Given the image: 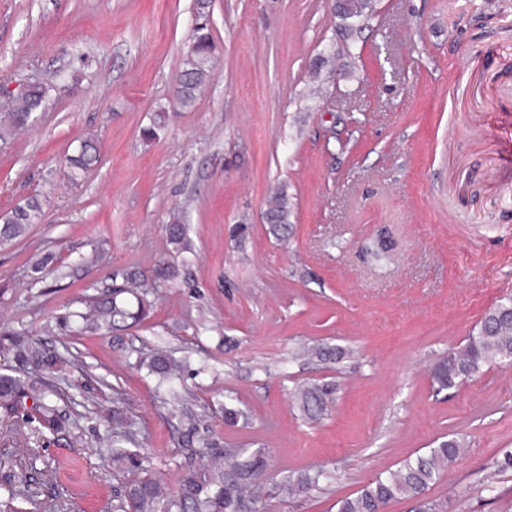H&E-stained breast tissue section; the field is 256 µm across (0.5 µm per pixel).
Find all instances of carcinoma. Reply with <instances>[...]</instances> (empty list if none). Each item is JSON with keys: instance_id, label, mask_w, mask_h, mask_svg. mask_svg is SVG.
Masks as SVG:
<instances>
[{"instance_id": "carcinoma-1", "label": "carcinoma", "mask_w": 512, "mask_h": 512, "mask_svg": "<svg viewBox=\"0 0 512 512\" xmlns=\"http://www.w3.org/2000/svg\"><path fill=\"white\" fill-rule=\"evenodd\" d=\"M370 0H349L344 6L343 18L368 17ZM214 45L210 33L198 28L185 67L179 75L178 97L182 103L195 101L211 78ZM46 89L35 84L15 96L11 107L0 113V139L32 125L34 114L40 111ZM100 152L94 138L80 142L77 154L68 157V177L78 182L97 165ZM42 205L32 197L0 215V244L22 236L41 216ZM289 199L287 187H277L268 199L266 219L273 233H288ZM168 237L174 248L188 252L191 245L186 227L178 215L168 224ZM179 275L177 266L161 262L152 272V281H174ZM124 284L112 288V297L90 302L88 313L75 312L83 327L92 331L122 330L141 322L147 315L149 303L144 294L136 292L144 277L135 270L123 274ZM0 347L12 355V364L0 370V423L10 426L12 434L0 440L12 448H24L32 458L38 452L28 439H20L22 427L33 422L52 433H81L79 418L65 410L72 397L58 379L65 365L70 363L59 351L17 332L0 330ZM503 360H512V296L505 297L487 312L476 333L467 342L448 352L433 369V380L441 389H450L472 376L483 366ZM139 365L155 375L159 384L176 393L181 379L182 362L167 351L154 348L139 358ZM327 390L308 387L302 390L305 414L316 419L326 407ZM112 420V439L107 441V454L112 467L129 476L122 492L113 504V512H265L266 493L260 476L266 471L264 451L248 448H207L208 463L199 468L188 462L181 468L176 493H168L154 475L151 458L140 449L130 447L133 434L128 430L130 417L127 403L120 393L112 400V415L95 416L100 424ZM463 442L457 437L445 436L423 455L407 459L395 469L380 474L367 482L353 497L337 501V512H384L386 506L399 499L415 502V512H437V505L425 492L436 484L445 471L462 455ZM53 470L49 465L34 469L27 475L14 472V461L0 458V497L5 506L15 509L22 500L29 512H65L66 505L46 509L29 492V483L50 481ZM332 479L324 469L305 471L288 480V490L309 493Z\"/></svg>"}]
</instances>
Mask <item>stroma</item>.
Masks as SVG:
<instances>
[{"label": "stroma", "instance_id": "1", "mask_svg": "<svg viewBox=\"0 0 512 512\" xmlns=\"http://www.w3.org/2000/svg\"><path fill=\"white\" fill-rule=\"evenodd\" d=\"M365 21L334 0H212L214 70L189 108L176 98L201 18L195 0H0V84L39 79L28 130L0 141V212L30 197L42 218L0 245V325L68 349L75 409L121 392L155 475L176 491L191 449L265 451L267 512H337L378 473L452 434L466 454L430 487L443 512H512V364L437 390L436 362L512 294V0H373ZM74 74L72 90L55 87ZM166 125L145 139L157 111ZM95 137L84 180L63 159ZM287 185V237L266 200ZM183 216L182 257L166 226ZM388 259L371 252L379 238ZM52 254L56 273L33 262ZM178 265L121 332L61 321L136 268ZM334 360H297L298 344ZM187 357L177 397L136 365L154 345ZM330 389L309 420L300 385ZM233 397L245 420L228 425ZM57 483L42 501L112 512L126 480L96 434L27 428ZM325 468L307 494L288 477Z\"/></svg>", "mask_w": 512, "mask_h": 512}]
</instances>
